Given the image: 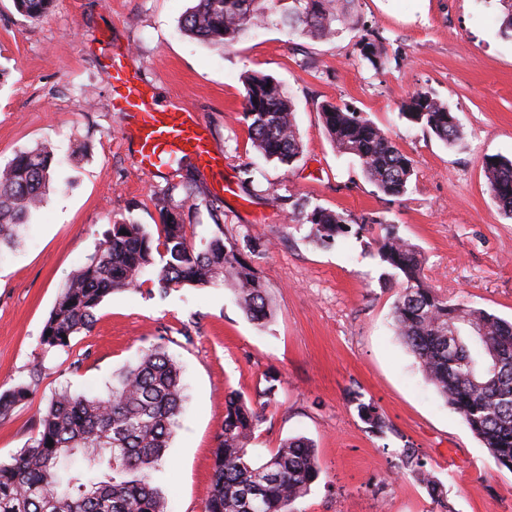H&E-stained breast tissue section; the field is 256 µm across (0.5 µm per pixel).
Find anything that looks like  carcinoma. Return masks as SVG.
I'll list each match as a JSON object with an SVG mask.
<instances>
[{"label":"carcinoma","mask_w":512,"mask_h":512,"mask_svg":"<svg viewBox=\"0 0 512 512\" xmlns=\"http://www.w3.org/2000/svg\"><path fill=\"white\" fill-rule=\"evenodd\" d=\"M179 25L187 36L218 50L275 16L290 35L328 39L353 24V0H193ZM501 5L500 35L512 39V0ZM52 0H14L17 12L37 19ZM242 120L254 147L268 160L292 167L301 154L286 88L268 74L244 78ZM400 116L448 146L462 130L456 115L429 91L414 92ZM322 125L336 148L358 159L368 180L391 197L408 192L413 160L392 137L362 113L331 103L320 106ZM54 154L46 147L17 152L0 166V248H13L28 226L30 214L43 206L51 182ZM486 186L505 217L512 219V159L492 156L482 163ZM184 203L170 195L154 197L162 224L158 234L129 218L111 225L63 287L46 320L40 345L64 350L71 339L89 331L103 300L115 292H139L144 275L161 295L182 288L223 285L233 290L245 315L258 326L273 316L267 288L252 262L218 231L203 248L191 241L193 216L206 209L217 219L213 200L192 174L180 183ZM303 223L313 241L332 245L351 231L348 215L319 206L301 205ZM127 234L122 235L120 231ZM378 241L381 263L394 271L402 290L393 307L397 336L416 358L426 378L445 402L464 419L497 467L512 471V323L466 303H450L424 274L416 245L386 224ZM478 330L465 348L449 346L459 326ZM487 358L495 373L481 377L472 365ZM255 405L236 392L224 403V425L214 454L207 512H293L320 475L315 447L302 436L284 439L264 458L249 445L271 403ZM30 396L19 383L0 393V416ZM182 371L164 346L153 345L122 369L104 392L88 397L63 390L39 411V428L31 443L9 461H0V512H168L154 485L153 473L165 463L183 411ZM358 410L373 432L390 425L371 403ZM398 468L412 472L434 503L445 507L444 486L411 448L399 455Z\"/></svg>","instance_id":"1"}]
</instances>
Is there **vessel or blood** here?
<instances>
[{
	"label": "vessel or blood",
	"instance_id": "obj_1",
	"mask_svg": "<svg viewBox=\"0 0 512 512\" xmlns=\"http://www.w3.org/2000/svg\"><path fill=\"white\" fill-rule=\"evenodd\" d=\"M115 96L113 108L124 114L137 160L143 172L170 167L182 155L204 168H217L221 157L212 146L210 129L189 107L158 98L140 81L127 55L111 62Z\"/></svg>",
	"mask_w": 512,
	"mask_h": 512
}]
</instances>
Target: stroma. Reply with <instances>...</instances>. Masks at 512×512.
<instances>
[{
	"mask_svg": "<svg viewBox=\"0 0 512 512\" xmlns=\"http://www.w3.org/2000/svg\"><path fill=\"white\" fill-rule=\"evenodd\" d=\"M190 0H54L30 20L0 0V164L50 146L58 160L43 207L23 243L0 256V392L32 394L0 417V458L26 446L38 411L60 390L95 395L143 350L164 345L183 371L186 404L154 476L170 512H206L214 450L230 391L275 396L254 434L265 454L291 436L313 441L320 475L299 512H433L423 484L396 467L401 449L423 457L445 489L448 512H512V472L498 468L462 416L422 374L395 335L400 281L377 255L385 224L415 244L428 283L512 320V220L489 193L485 157L512 159V40L499 33L496 0H353L358 27L331 40L288 36L278 20L217 52L179 30ZM369 33L383 65L362 60ZM128 52L159 98L184 102L208 123L224 158L197 169L217 206L200 212L197 237L222 226L249 253L272 300L253 324L225 288L141 290L105 299L69 350L44 352L39 336L60 288L109 225L161 219L153 194L172 191L183 167L145 177L112 109L107 57ZM259 71L288 89L303 152L293 169L266 161L241 119L242 77ZM418 90L446 102L463 139L450 147L399 115ZM362 112L414 161L404 197L380 193L354 157L340 153L319 116L323 102ZM373 226L331 247L309 236L295 203ZM392 426L379 437L355 398Z\"/></svg>",
	"mask_w": 512,
	"mask_h": 512,
	"instance_id": "obj_1",
	"label": "stroma"
}]
</instances>
